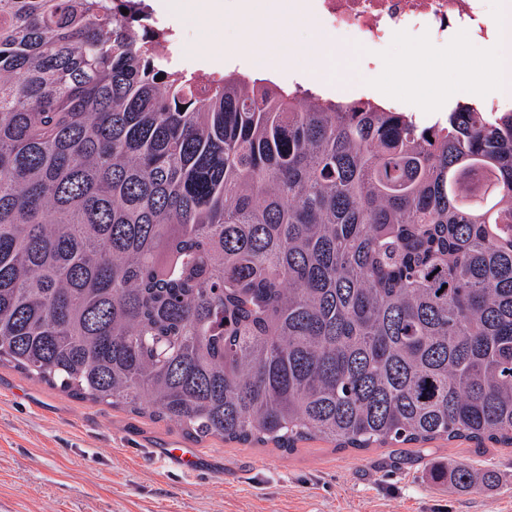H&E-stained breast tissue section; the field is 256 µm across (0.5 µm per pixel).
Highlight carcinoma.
<instances>
[{"mask_svg":"<svg viewBox=\"0 0 512 512\" xmlns=\"http://www.w3.org/2000/svg\"><path fill=\"white\" fill-rule=\"evenodd\" d=\"M139 4L0 0V363L196 443L511 448L512 108L190 70Z\"/></svg>","mask_w":512,"mask_h":512,"instance_id":"cac0c4a2","label":"carcinoma"}]
</instances>
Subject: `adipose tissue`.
I'll use <instances>...</instances> for the list:
<instances>
[{
	"instance_id": "obj_1",
	"label": "adipose tissue",
	"mask_w": 512,
	"mask_h": 512,
	"mask_svg": "<svg viewBox=\"0 0 512 512\" xmlns=\"http://www.w3.org/2000/svg\"><path fill=\"white\" fill-rule=\"evenodd\" d=\"M234 16L238 21V50L248 56L254 67L275 74L292 63L291 53L283 51L260 57L254 55L253 49L257 42L285 31L290 23L298 21V14L261 8L258 0H237ZM488 23L493 31L486 44L491 65L489 76L463 90L464 95L474 99L512 90V0H499L498 9L489 17Z\"/></svg>"
}]
</instances>
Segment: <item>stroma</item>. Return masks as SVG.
I'll use <instances>...</instances> for the list:
<instances>
[{"instance_id": "stroma-1", "label": "stroma", "mask_w": 512, "mask_h": 512, "mask_svg": "<svg viewBox=\"0 0 512 512\" xmlns=\"http://www.w3.org/2000/svg\"><path fill=\"white\" fill-rule=\"evenodd\" d=\"M176 32L182 61L224 73L248 70L235 56L233 22L197 24L206 0H155ZM328 88L369 80L364 59L377 55L384 102L430 100L449 81L484 80L487 58L466 34L455 37L459 71L432 55L404 72L419 39L391 41L380 52L332 33ZM458 460L489 470L480 489L433 482L429 469ZM0 512H512V448H477L436 439L425 451L399 446L337 450L320 438L283 455L211 438L197 444L180 431L105 404L79 401L10 365H0Z\"/></svg>"}]
</instances>
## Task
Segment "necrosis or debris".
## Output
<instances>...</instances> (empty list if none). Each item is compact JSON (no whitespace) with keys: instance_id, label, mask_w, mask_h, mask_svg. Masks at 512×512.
I'll list each match as a JSON object with an SVG mask.
<instances>
[{"instance_id":"4bbe7bcc","label":"necrosis or debris","mask_w":512,"mask_h":512,"mask_svg":"<svg viewBox=\"0 0 512 512\" xmlns=\"http://www.w3.org/2000/svg\"><path fill=\"white\" fill-rule=\"evenodd\" d=\"M323 27L353 36L378 50L395 33L422 36L447 44L465 32L471 40L487 38L488 0H304Z\"/></svg>"}]
</instances>
